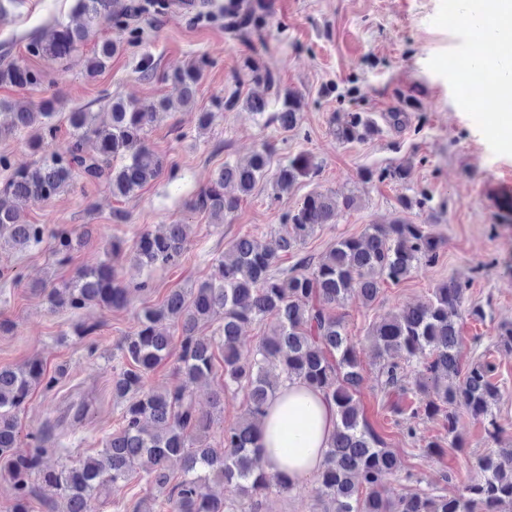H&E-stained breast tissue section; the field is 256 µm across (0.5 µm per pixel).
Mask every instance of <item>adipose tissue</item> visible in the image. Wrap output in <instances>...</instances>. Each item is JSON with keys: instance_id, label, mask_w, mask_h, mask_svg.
I'll return each mask as SVG.
<instances>
[{"instance_id": "1", "label": "adipose tissue", "mask_w": 512, "mask_h": 512, "mask_svg": "<svg viewBox=\"0 0 512 512\" xmlns=\"http://www.w3.org/2000/svg\"><path fill=\"white\" fill-rule=\"evenodd\" d=\"M471 5L494 35L498 61L512 64V0H471ZM335 430L333 402L302 382H284L259 425L257 447L264 471L292 479L316 474Z\"/></svg>"}]
</instances>
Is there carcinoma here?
<instances>
[{
    "mask_svg": "<svg viewBox=\"0 0 512 512\" xmlns=\"http://www.w3.org/2000/svg\"><path fill=\"white\" fill-rule=\"evenodd\" d=\"M77 9L83 22L59 23L50 36L30 41L28 48L62 64L99 26L109 24L126 32L123 42L110 38L95 42L87 66L93 78L123 44L140 42V31L129 28L127 18L159 11V0L122 4L77 0ZM270 9L269 0H224V31L254 47V55L244 62L245 76L263 87V93H252L243 101L233 93L220 107L230 112L242 105L292 131L302 120L301 98L282 89L279 73L262 61L270 53L265 37ZM6 57L3 54L0 61V85L32 88L44 82L43 71ZM205 66L201 59L165 76L181 102L194 101ZM165 107L163 100L114 99L112 122L105 127L96 125L91 112H69L67 146L49 151L48 140L58 133L55 101L36 107L0 102V111L7 116L0 120V139L24 133L28 146L41 153L32 166L15 170L0 190V247L23 250L40 245L49 235L55 263L65 265L90 230L60 228L50 233L44 224L27 222L8 198L47 202L71 190L78 176L105 182L117 199L133 195L164 172L166 161L147 146L146 132ZM332 132L338 142L350 143L367 140L379 128L364 112H346L344 118L333 119ZM271 160L272 149L263 145L244 164L224 163L191 201L190 209L209 214L215 224L224 223L266 177ZM316 169L309 154L290 156L279 164L272 190L290 188L315 175ZM407 177L403 164L360 172L364 183L388 180L402 185ZM431 201L424 191L398 198L404 210L422 209ZM355 206L353 196L312 191L288 211L275 247L249 235L238 236L224 249L209 279L195 288L174 289L160 306L144 309L135 330L119 342L125 365L112 381V394L121 405L122 426L95 455L80 456L59 470L42 469L46 445L55 444V425L48 423L29 434L31 449L23 450L17 411L36 386H53L66 370L59 368L49 377L37 359L16 370H0V459L4 461L0 476L13 489L14 512H29L36 479L58 491L59 503L47 505L48 512H92V502L101 491L139 472L144 473L149 490L167 491L171 512H259L271 484L283 491L296 484L267 475L255 456L259 421L278 387L288 380L318 389L336 406V431L316 473L332 512H491L502 501H512V448L482 457L483 479L459 496L416 492L393 500L384 494L385 480L400 462L367 416L361 400L364 368L339 310L352 299L369 306L384 284H399L419 265L435 262L441 237L431 224L401 219L369 224L358 237L338 239L317 261L304 256L289 270L279 268L281 257L298 254L320 225L336 220V211ZM187 230L186 224H169L159 233L142 232L130 259L148 271L178 266L186 250ZM148 288L146 280L133 286L123 283L110 258L60 284L39 286L47 292L51 308L71 310L90 305L123 308L132 292ZM465 288L453 279L444 282L427 302L398 309L371 332L381 389L393 412L414 419L442 417L451 447L459 407L482 422L491 439L501 431L494 412L500 396L494 382L496 364L487 359L467 361L462 354L463 317H483L480 309L463 307ZM164 322L180 330L179 342L159 329ZM213 322L218 323L214 337L198 336L201 326ZM250 323H265L268 330L257 344L247 347L241 344L240 333ZM175 348L178 371L190 384L214 376V349L221 350L224 390L244 393L241 420L224 429L217 448L206 442L213 414L201 412L186 388L158 391L148 384L149 374ZM410 371L420 398L408 403ZM176 464L179 475L173 470ZM211 479L224 482L232 497L212 496Z\"/></svg>",
    "mask_w": 512,
    "mask_h": 512,
    "instance_id": "carcinoma-1",
    "label": "carcinoma"
}]
</instances>
